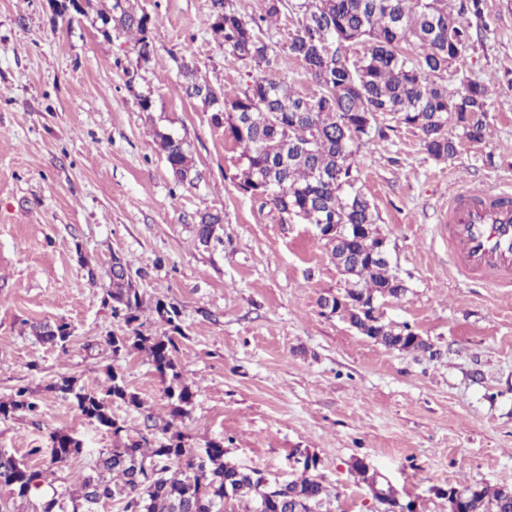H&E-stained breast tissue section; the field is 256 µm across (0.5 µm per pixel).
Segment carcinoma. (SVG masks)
I'll use <instances>...</instances> for the list:
<instances>
[{
  "label": "carcinoma",
  "instance_id": "obj_1",
  "mask_svg": "<svg viewBox=\"0 0 512 512\" xmlns=\"http://www.w3.org/2000/svg\"><path fill=\"white\" fill-rule=\"evenodd\" d=\"M483 9V0H461L456 13L448 10V0H264L260 14L246 17L233 0H211L209 29L214 39L228 57L248 61L262 74L240 93L229 95L199 82L184 61L182 89L212 112L213 124L224 128V136L241 149L243 191L308 224L319 223L318 217L325 214L336 216L340 224L375 229L374 207L357 187L353 156L377 128L378 116L390 114L398 123L419 130L424 149L437 160L456 154L454 132L472 141L487 133V88L473 82L450 92L444 80L449 68L464 62L472 41L462 15L480 19ZM286 10L297 15V24L288 42L281 44L273 40L268 26ZM104 24L119 34L137 35V61L147 63L156 53L154 21L148 13L138 14L115 0ZM360 42L369 48L352 61L342 48ZM283 54L302 63L318 93L305 96L273 74ZM157 138L174 176L186 181L192 170L186 141L162 132ZM220 223L218 214L200 215L201 244L210 243ZM326 241L333 260L344 257L358 266L344 288L349 295L373 294L379 300L406 295L407 289L390 287L396 276L389 265L370 259L376 246L373 238L356 236L338 243L332 235ZM142 277L123 269L112 273L102 303L112 317L132 328V334L108 336L104 342L114 358L132 349L149 353L166 383L169 429L188 414L193 394L177 368L175 337L165 332L142 336L133 328L143 305L138 287ZM336 310L385 347L429 348L406 325H394L354 306L331 308ZM154 311L161 322L178 329L177 305L158 299ZM31 332L63 350L72 336L65 322L36 323ZM50 388L70 400L89 422L112 432L113 445L98 454L90 474L78 478L75 491L45 485L47 470L62 468L82 452V441L72 434L51 433V448L38 466L0 451V512H104L107 502L119 504L121 512H224L230 501L245 497L254 502L250 512H315L328 494L307 463L301 477L272 487L260 472L225 462L219 442L188 447L179 431L156 442L145 435L122 436L124 426L112 415L109 402L118 399L136 406L138 398L113 370L102 394L78 385L73 376L59 377ZM38 410L34 391L19 387L0 401V421L19 413L35 416ZM351 468L372 496L395 512L401 501L398 490L362 459H355ZM458 512H512V484L471 486Z\"/></svg>",
  "mask_w": 512,
  "mask_h": 512
}]
</instances>
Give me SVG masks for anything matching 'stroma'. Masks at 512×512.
Returning <instances> with one entry per match:
<instances>
[{
  "label": "stroma",
  "instance_id": "35a3bbf8",
  "mask_svg": "<svg viewBox=\"0 0 512 512\" xmlns=\"http://www.w3.org/2000/svg\"><path fill=\"white\" fill-rule=\"evenodd\" d=\"M112 3L57 17L50 0H0V400L21 386L40 400L37 419L0 422V449L24 457L71 433L83 451L59 470L68 479L111 447V432L51 390L62 375L100 391L109 370L122 372L141 401L112 404L128 436L168 420L146 352L84 351L129 332L102 304L118 255L145 274L143 335L163 330L155 299L180 310L176 362L193 401L179 429L191 446L223 442L226 461L272 484L296 478V453L316 456L329 491L317 512H385L352 472L357 458L418 512H448L451 485L512 482V296L452 276L440 228L458 188L512 186V0H484L475 43L448 74L452 90L489 86L482 141L456 136V156L436 160L418 130L386 115L355 156L409 287L383 302L384 319L409 324L425 352L386 348L324 313L321 297L345 286L327 242L239 188L240 148L186 97L177 66L187 59L198 81L231 95L255 75L212 37L210 0H130L154 20L158 52L144 65L133 37L103 33ZM128 69L139 73L131 86ZM159 131L187 141L190 181L176 182ZM204 212L223 218L207 246ZM59 321L72 330L67 350L30 333Z\"/></svg>",
  "mask_w": 512,
  "mask_h": 512
}]
</instances>
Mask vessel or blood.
<instances>
[{"mask_svg": "<svg viewBox=\"0 0 512 512\" xmlns=\"http://www.w3.org/2000/svg\"><path fill=\"white\" fill-rule=\"evenodd\" d=\"M448 258L457 274L512 289V192L461 188L448 203Z\"/></svg>", "mask_w": 512, "mask_h": 512, "instance_id": "1", "label": "vessel or blood"}]
</instances>
